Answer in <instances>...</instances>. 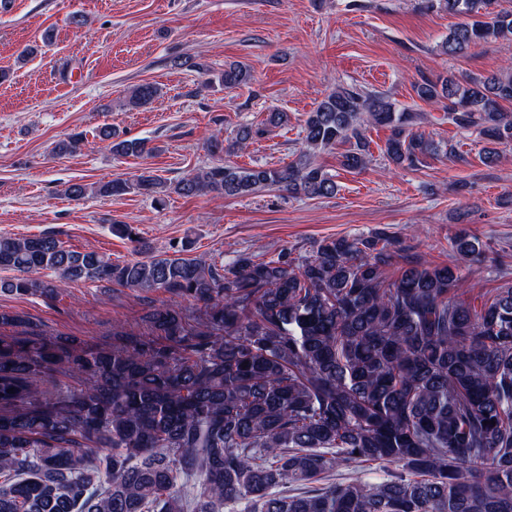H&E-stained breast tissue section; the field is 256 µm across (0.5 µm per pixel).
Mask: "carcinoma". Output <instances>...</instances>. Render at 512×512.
<instances>
[{"label": "carcinoma", "mask_w": 512, "mask_h": 512, "mask_svg": "<svg viewBox=\"0 0 512 512\" xmlns=\"http://www.w3.org/2000/svg\"><path fill=\"white\" fill-rule=\"evenodd\" d=\"M438 4L458 19L440 44L450 57L512 40V9L499 0ZM251 80L238 62L220 77L226 88ZM414 91L493 144L483 163L512 144L511 66L424 79ZM159 94L143 83L128 104ZM419 120L383 94L338 85L308 113L304 149L284 166L224 161L173 184L146 169L64 193L136 191L159 205L172 192L331 197L335 176L317 151L346 144L341 166L362 170L375 126L390 131L387 161L414 167L435 150L415 130ZM255 135L242 126L227 144L213 137L211 148L236 153ZM98 137L117 157L153 152L109 125ZM84 147L83 133H73L53 153ZM112 232L146 258L114 263L52 233L0 236V270L13 272L0 293L53 300L72 283L105 282L170 300L150 309L149 333L118 331L112 346L95 349L48 340L0 313V328L17 329L0 336V512H512V283L466 298L458 264L408 254L390 279L386 267L404 246L384 233L217 265L184 247L155 255L130 224ZM451 248L462 261H489L466 230ZM181 300L203 317L180 313ZM55 373L71 382L52 385ZM369 464L380 481L335 480L343 466Z\"/></svg>", "instance_id": "cac0c4a2"}]
</instances>
